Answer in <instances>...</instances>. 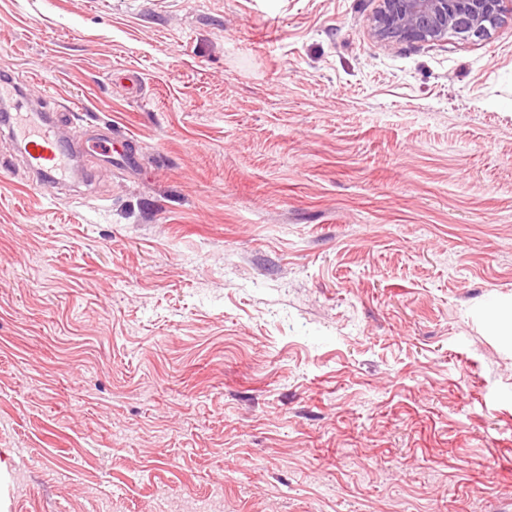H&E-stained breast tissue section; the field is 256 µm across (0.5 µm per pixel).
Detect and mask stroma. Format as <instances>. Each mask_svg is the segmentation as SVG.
<instances>
[{"label": "stroma", "mask_w": 512, "mask_h": 512, "mask_svg": "<svg viewBox=\"0 0 512 512\" xmlns=\"http://www.w3.org/2000/svg\"><path fill=\"white\" fill-rule=\"evenodd\" d=\"M376 5L0 0L7 512H512V15ZM370 22L389 42L431 43L448 35L481 39L489 27L512 13L511 0H377ZM22 148L26 167L39 180L57 186L68 177L69 147L40 112L6 114Z\"/></svg>", "instance_id": "stroma-1"}]
</instances>
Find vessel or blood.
<instances>
[{
	"label": "vessel or blood",
	"instance_id": "obj_1",
	"mask_svg": "<svg viewBox=\"0 0 512 512\" xmlns=\"http://www.w3.org/2000/svg\"><path fill=\"white\" fill-rule=\"evenodd\" d=\"M8 122L19 142L26 167L39 180L59 185L68 176L69 147L41 113L18 112Z\"/></svg>",
	"mask_w": 512,
	"mask_h": 512
}]
</instances>
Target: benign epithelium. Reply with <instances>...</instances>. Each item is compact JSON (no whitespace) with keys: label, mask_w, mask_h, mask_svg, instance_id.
I'll list each match as a JSON object with an SVG mask.
<instances>
[{"label":"benign epithelium","mask_w":512,"mask_h":512,"mask_svg":"<svg viewBox=\"0 0 512 512\" xmlns=\"http://www.w3.org/2000/svg\"><path fill=\"white\" fill-rule=\"evenodd\" d=\"M370 22L389 42L431 43L450 35L481 39L512 13V0H377Z\"/></svg>","instance_id":"benign-epithelium-1"}]
</instances>
